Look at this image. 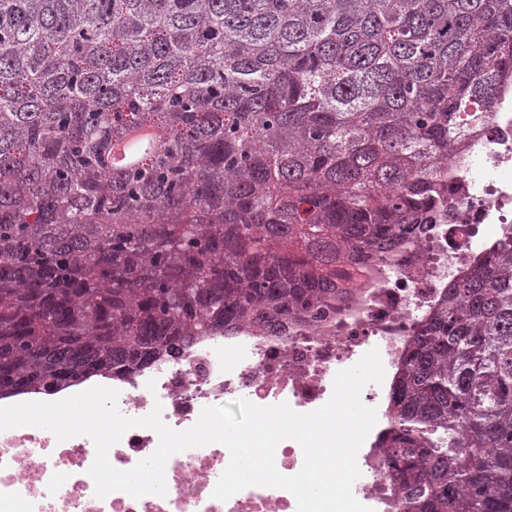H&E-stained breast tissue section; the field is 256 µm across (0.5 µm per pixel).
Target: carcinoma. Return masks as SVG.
<instances>
[{"instance_id":"1","label":"carcinoma","mask_w":512,"mask_h":512,"mask_svg":"<svg viewBox=\"0 0 512 512\" xmlns=\"http://www.w3.org/2000/svg\"><path fill=\"white\" fill-rule=\"evenodd\" d=\"M512 83V0H0V399L336 296ZM143 126L156 151L106 166ZM399 512H512V238L407 344Z\"/></svg>"}]
</instances>
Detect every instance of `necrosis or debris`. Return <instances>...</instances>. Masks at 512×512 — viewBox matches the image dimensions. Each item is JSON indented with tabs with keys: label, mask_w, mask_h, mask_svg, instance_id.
Returning <instances> with one entry per match:
<instances>
[{
	"label": "necrosis or debris",
	"mask_w": 512,
	"mask_h": 512,
	"mask_svg": "<svg viewBox=\"0 0 512 512\" xmlns=\"http://www.w3.org/2000/svg\"><path fill=\"white\" fill-rule=\"evenodd\" d=\"M436 212L425 232L390 249L367 250L353 273L355 286L306 314H264L240 328L201 336L181 355H164L129 374L116 373L118 406L142 417L154 405L182 431L207 406L247 399L259 406L285 403L309 413L331 397L337 372L378 349L385 380L393 382L407 343L439 307L447 288L479 258L512 237V107L492 112L448 153ZM383 385H367L364 404L381 405ZM385 413L361 446V472L352 492L372 512H392L391 481L375 443L388 428ZM158 446L155 431L127 430L108 452L111 465L133 468ZM91 439L57 441L48 430L20 426L0 431V512H297L284 489L251 486L227 500L213 490L229 463L219 443L171 456L167 493L135 499L115 491L95 495L88 470Z\"/></svg>",
	"instance_id": "4bbe7bcc"
}]
</instances>
